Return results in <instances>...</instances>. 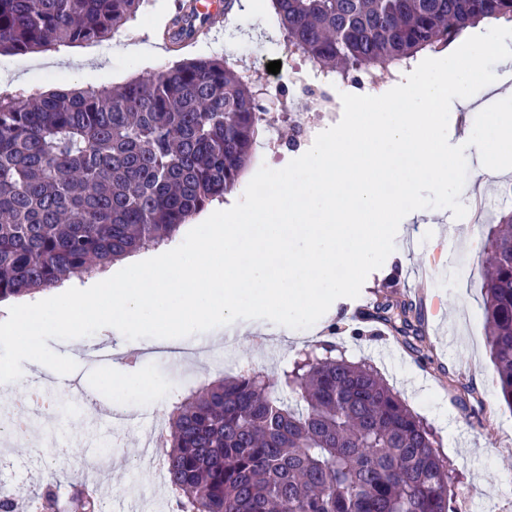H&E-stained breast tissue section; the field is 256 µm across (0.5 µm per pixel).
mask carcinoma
I'll return each mask as SVG.
<instances>
[{
	"label": "carcinoma",
	"instance_id": "1",
	"mask_svg": "<svg viewBox=\"0 0 512 512\" xmlns=\"http://www.w3.org/2000/svg\"><path fill=\"white\" fill-rule=\"evenodd\" d=\"M288 43L326 76L389 73L512 0H272ZM144 0H0V53L112 39ZM209 16L179 6L163 34ZM258 86L228 58L183 61L118 88L0 94V302L89 278L171 240L232 192L265 121ZM484 315L498 400L512 408V211L488 241ZM374 319L406 343L421 314L385 294ZM317 344L272 385L253 367L174 402L164 461L176 512H455L453 465L372 366ZM70 512L98 497L70 483ZM58 483L29 502L60 512Z\"/></svg>",
	"mask_w": 512,
	"mask_h": 512
}]
</instances>
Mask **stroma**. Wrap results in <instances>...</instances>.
Returning a JSON list of instances; mask_svg holds the SVG:
<instances>
[{"label": "stroma", "mask_w": 512, "mask_h": 512, "mask_svg": "<svg viewBox=\"0 0 512 512\" xmlns=\"http://www.w3.org/2000/svg\"><path fill=\"white\" fill-rule=\"evenodd\" d=\"M178 0H148L127 29L99 44L100 59L85 64L86 46H51L26 55H0V93L47 91L63 87L95 90L119 86L135 76L156 74L175 62L235 56L250 68L257 84H265L267 65L281 61L280 85H289L285 67L284 35L278 22L259 14L215 18L186 47L169 46L160 36ZM141 43L155 55L131 57L126 47ZM493 212L468 211L471 235L450 239L447 223L403 224L395 250L382 267L366 278L357 298H340L319 319L321 336H332L348 360L371 365L390 387L399 391L409 408L434 430L437 447L457 473L453 488L457 512H512V409L502 405L494 385V365L484 332V290L480 255L487 242ZM396 300L417 301L423 336L417 348L382 323H367L368 333H353L357 317L372 310L383 287ZM49 347L71 355L73 347L87 350L113 346L115 358L106 365L79 362L73 373L87 399L75 404L64 392L55 397L64 417L53 424L34 426L23 440L8 441L4 449L13 461L0 470V488L25 500L42 483L96 473L97 494L112 503V512H162L168 488L161 478V446L166 438V412L189 390L215 378L235 374L250 365L270 375L291 366L294 343L287 329L273 325L265 347L220 346L224 358L216 368L212 357L198 354L186 365L171 368L163 346L155 338L118 344L115 337L94 334L77 341L56 340ZM215 354V355H216ZM139 374L150 383L154 422L139 427L130 418L142 410L140 388L126 384ZM471 390L464 402L455 394L460 386ZM112 441V456L101 445Z\"/></svg>", "instance_id": "35a3bbf8"}]
</instances>
